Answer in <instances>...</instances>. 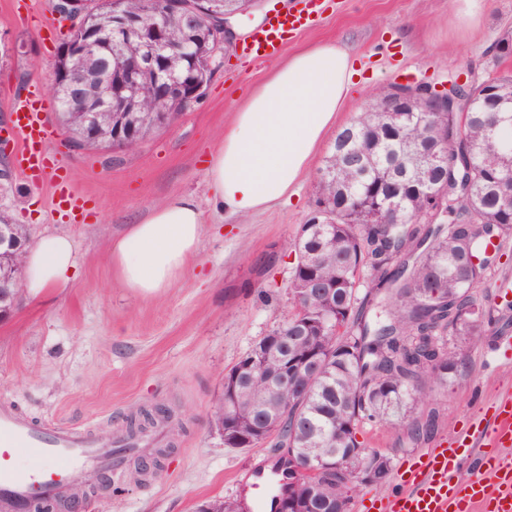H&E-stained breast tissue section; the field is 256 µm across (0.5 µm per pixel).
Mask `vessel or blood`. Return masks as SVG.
<instances>
[{
    "mask_svg": "<svg viewBox=\"0 0 512 512\" xmlns=\"http://www.w3.org/2000/svg\"><path fill=\"white\" fill-rule=\"evenodd\" d=\"M328 0H297L296 9L270 11L250 30L242 56L263 61L277 56L296 33L307 28ZM45 95L34 93L12 105L16 163L33 184L52 181L54 211L80 216L82 196L67 175L64 159L53 150ZM482 448L483 476L460 483L457 473ZM512 447V395L494 402L491 419L468 439H455L414 457L399 472L394 489L364 499L362 512H512V462L500 455ZM112 446L74 429L35 428L0 407V491L16 503L60 494L90 468H120Z\"/></svg>",
    "mask_w": 512,
    "mask_h": 512,
    "instance_id": "vessel-or-blood-1",
    "label": "vessel or blood"
}]
</instances>
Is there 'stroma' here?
<instances>
[{"label":"stroma","instance_id":"35a3bbf8","mask_svg":"<svg viewBox=\"0 0 512 512\" xmlns=\"http://www.w3.org/2000/svg\"><path fill=\"white\" fill-rule=\"evenodd\" d=\"M54 0H0V136L13 138L9 101L31 86L50 91L47 75L58 53L48 29L67 31ZM477 23L466 24L465 0H332L317 22L266 61L242 57L237 46L218 49L204 95L178 120L135 150L83 151L52 124L54 147L89 200L85 222L53 212L50 186L28 183L17 171L13 147L0 152V224H20L31 243L71 236L77 259L73 287L22 296L0 318V405L37 426L78 427L103 441L125 433L140 407L171 411L180 430L163 435L173 449L146 475L129 469L108 491L93 493L81 512H196L202 502L247 499L261 512L263 490H248L249 476L270 466L271 441L228 448L212 426L210 410L224 390V372L287 316L292 300L290 263L271 262L293 243L308 218L316 172L333 143L328 130L289 199L240 218L210 197L208 163L235 112L274 66L323 41L344 48L358 67L336 114L337 127L398 84L443 89L454 77L482 81L512 70V56L494 54L512 32V0H481ZM191 196L205 216L197 254L171 287L143 295L122 287L106 260L112 238L144 219L158 203ZM512 244L499 253L475 294L492 314L468 340V357L452 384L427 394L438 420L432 434L413 443L404 424L389 417L360 424L357 439L386 453L392 468L415 455L462 438L490 418L488 407L512 393V355L497 342L512 336ZM271 295L260 301L258 291Z\"/></svg>","mask_w":512,"mask_h":512}]
</instances>
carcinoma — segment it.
<instances>
[{
	"mask_svg": "<svg viewBox=\"0 0 512 512\" xmlns=\"http://www.w3.org/2000/svg\"><path fill=\"white\" fill-rule=\"evenodd\" d=\"M123 8L149 25L160 24L168 30L169 48H177L184 27L177 15L157 11L148 0H124ZM112 0H99L96 15L105 30L102 46L84 56L85 71L95 76L98 99L108 98L101 80L103 69L112 62V41L108 39ZM174 68L188 81L207 84V64L185 66L181 57L173 58ZM59 106V121L70 140L81 150L96 149L102 142L89 143L76 135L75 122L67 114L68 99L63 87L54 88ZM145 112H167L172 120L187 109L184 102L147 97L141 102ZM404 113L394 128L387 119L370 138L347 142L348 129L335 138L325 166L336 167L333 177L316 182L315 195L336 199L339 215L335 224H303L287 253L301 248V255L318 253L321 261L314 267L295 263L289 282L291 295L299 294L310 274L336 282L334 305L298 306L292 302L288 316L255 342L225 373L224 378L245 374L248 368L272 370L260 357L265 342L279 343L283 361H292L304 350L292 341L294 329H313L323 325L320 355L324 377L303 394L282 405L283 426L271 438L279 457L271 476L275 502L288 486V457L284 449L291 440L307 438L348 459L364 465L378 454L356 439L357 427L364 421L400 414L407 420L408 438L417 441L431 433L437 418L429 410L426 418L412 417L422 398L440 385L452 383L459 372L464 352L439 345L447 336H474L485 318V311L473 296V289L487 278L488 270L474 265L471 257L484 250L489 236L499 239L496 249L512 238V207L507 203L512 187L501 186L495 167L496 155L512 149V140L501 135L508 124L490 131L487 112ZM448 127V147L429 135L427 124ZM420 140L427 157L431 177L439 181L448 166L462 173L458 191L446 197L418 203L406 196L404 209L419 206L435 210L439 218L428 223L400 222L378 224L366 219L359 207L384 204L400 182L398 168L390 155L400 149L398 129ZM466 137L457 142L460 131ZM448 160H442L443 151ZM324 489L300 487L311 496L312 512H348L350 493L357 480L353 471L330 469L320 478Z\"/></svg>",
	"mask_w": 512,
	"mask_h": 512,
	"instance_id": "obj_1",
	"label": "carcinoma"
}]
</instances>
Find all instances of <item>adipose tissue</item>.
I'll return each mask as SVG.
<instances>
[{
  "instance_id": "1",
  "label": "adipose tissue",
  "mask_w": 512,
  "mask_h": 512,
  "mask_svg": "<svg viewBox=\"0 0 512 512\" xmlns=\"http://www.w3.org/2000/svg\"><path fill=\"white\" fill-rule=\"evenodd\" d=\"M355 76L349 54L332 42L307 48L275 68L237 113L212 159L208 180L213 201L244 217L292 193ZM202 224L195 198L163 201L112 240L109 262L125 287L157 292L169 287L196 253ZM75 278L70 237L49 235L25 250L26 294L37 297L49 288H68Z\"/></svg>"
}]
</instances>
